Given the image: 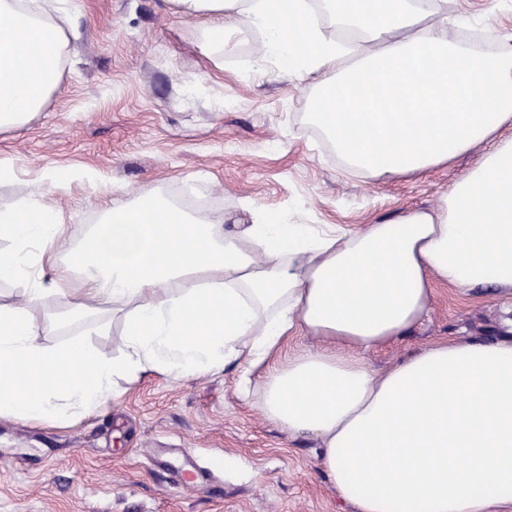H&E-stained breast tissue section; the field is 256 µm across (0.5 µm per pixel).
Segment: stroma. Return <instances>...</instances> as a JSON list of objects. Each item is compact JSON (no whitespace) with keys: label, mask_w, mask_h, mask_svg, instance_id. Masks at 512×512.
I'll list each match as a JSON object with an SVG mask.
<instances>
[{"label":"stroma","mask_w":512,"mask_h":512,"mask_svg":"<svg viewBox=\"0 0 512 512\" xmlns=\"http://www.w3.org/2000/svg\"><path fill=\"white\" fill-rule=\"evenodd\" d=\"M487 0H447L493 43L512 13ZM76 35L59 87L25 125L0 130V205L39 189L48 171L93 168L106 182L43 189L69 237L84 238L99 206L163 189L190 210L241 219L252 200L278 212L302 203L310 224L357 229L434 206L479 158L471 152L427 178L373 182L348 172L305 125L312 81L252 66L253 36L228 33L223 67L198 48L197 22L169 0H72ZM69 297L51 292L33 310L39 340L86 339L119 355L121 321L106 333L58 327ZM512 319V296L437 287L409 336L367 354L376 370L438 341L493 340ZM234 368L190 378L147 374L95 415L26 424L0 416V512H352L323 474L315 439L291 438L243 399Z\"/></svg>","instance_id":"35a3bbf8"}]
</instances>
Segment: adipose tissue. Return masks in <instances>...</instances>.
Here are the masks:
<instances>
[{"label": "adipose tissue", "instance_id": "ef3b65f1", "mask_svg": "<svg viewBox=\"0 0 512 512\" xmlns=\"http://www.w3.org/2000/svg\"><path fill=\"white\" fill-rule=\"evenodd\" d=\"M439 2L172 0L212 61L226 32L248 30L259 65L317 75L304 121L368 179L483 153L435 206L359 230L304 223L300 204H250L230 224L157 192L103 203L75 244L42 191L0 207V283L25 286L0 304V415L64 422L147 373L234 366L269 421L317 441L354 512H512V337L432 343L383 371L364 358L421 325L437 286L512 293V35L477 51ZM71 19L68 0H0L1 130L56 89ZM48 269L72 298L61 324L121 315L120 356L40 343ZM301 333L323 349L281 359Z\"/></svg>", "mask_w": 512, "mask_h": 512}]
</instances>
